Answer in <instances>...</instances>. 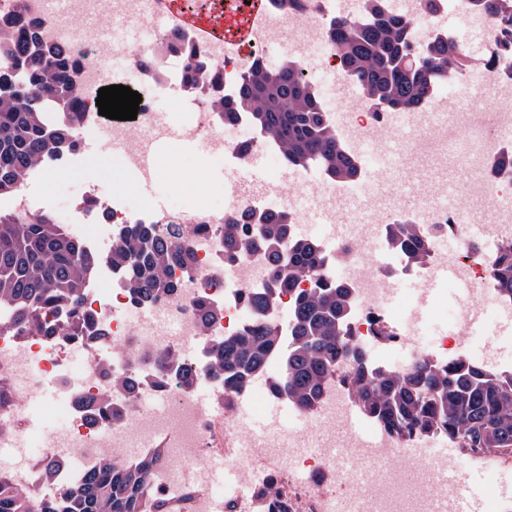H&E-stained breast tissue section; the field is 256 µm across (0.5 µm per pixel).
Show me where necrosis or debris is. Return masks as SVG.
Wrapping results in <instances>:
<instances>
[{
    "label": "necrosis or debris",
    "instance_id": "obj_1",
    "mask_svg": "<svg viewBox=\"0 0 512 512\" xmlns=\"http://www.w3.org/2000/svg\"><path fill=\"white\" fill-rule=\"evenodd\" d=\"M21 1L29 13L47 18V40L67 45L81 60L87 106L78 127L82 137L101 128L95 113L98 90L124 84L126 71L140 76L139 87L147 94L168 84L182 61L165 53L163 45L180 33L202 50L212 71L223 75L224 96L232 100L243 70L264 57L281 36H289L292 45L286 66L299 65L309 75L344 80L348 72L330 38L337 17L361 23L375 4H382L386 12L409 18L419 46L441 36L436 16L453 12L469 17L484 33L485 51L476 69L460 70L450 85L462 91L478 82L493 89V108L462 107L448 113L442 95L433 94L425 111L393 110L384 117L366 101L348 107L333 100L326 87L314 88L337 136L371 148L379 168L389 166L387 141L399 132L412 131L407 165L424 187L417 222L432 240L425 262L416 267L403 255L394 262L384 257L385 229L398 218L376 208L379 193L371 178L353 183L351 192L360 207L351 214L345 237L322 238L319 246L327 256L324 278L352 286L347 334L353 343L377 348L376 365L406 375L422 363L443 367L463 360L503 383L512 382V362L499 359L494 348L474 352L466 345L474 312L512 314V296L498 289L490 272L497 247L512 241V171L498 166L502 156L512 151V65L500 55V21L476 7L474 0H437L433 9L427 0H361L349 8L343 0H303L299 6L294 0H268L266 16L245 54L200 39L189 28H155L151 0H0V13L13 11ZM104 9L112 21L106 34L94 26ZM191 131L204 156H223L236 171L247 167L248 151L281 156L276 141L247 107L232 118L196 113ZM454 144L470 152L468 193L443 204L439 198L447 176L431 179L427 173ZM63 167L83 174L84 181L68 215L61 218L39 187ZM84 171V165L66 154L47 159L25 174L12 195L0 197V211L22 223L61 218L70 238L97 253L117 245V232L124 225H162L173 219L187 229L185 243L195 260L192 267L171 268L170 277L178 288L154 303V310L162 314L158 321L133 319L136 306L125 282L110 264L100 265L82 293L79 311L86 327L101 330L98 339L27 335L7 326L11 310L0 307L5 320L0 327V393L7 397L6 404H0V447L18 442L28 450L20 467L0 470V480L25 493L55 496L79 485L96 462L109 458L132 465L152 457L156 460L150 474L152 493L180 505L182 512H256L262 500L285 505L289 512H435L448 499L447 486L435 477L440 467L459 470L474 465L492 479L512 470L511 450L477 451L441 432L397 434L382 426L377 429V453L363 459L352 438L336 435L345 411L355 405L352 368L346 362L328 376L316 407L294 406L301 426L288 443H281L279 434L273 433L251 456H243L240 443L248 430L224 405V390L206 367L208 347L216 338L241 335L259 323L275 325L278 352L270 357L259 384H247L241 395L257 392L268 401H284L285 393L276 391L274 383L288 350L291 316L297 299L317 281H296L268 310L256 311L246 298L268 288L270 267L250 252L225 262L224 224L247 210H273L287 217L295 238H302L301 224L325 209L336 195V182L320 171L292 166L288 186L270 197L244 192L232 178L224 189L223 210L204 203L167 217L151 205L132 204L120 190L98 196ZM451 241L456 244L452 258L469 284V294L455 312L456 333L424 345L411 325L398 320L384 288L391 280L432 273ZM202 303L216 311L205 323L197 316ZM74 352L81 357L76 371L66 362ZM159 353L174 357L160 373L149 362ZM186 372L192 373V384L184 383ZM115 375L132 380L135 392L113 386ZM115 407L120 410L116 417L110 414ZM105 411L110 414L106 420L101 417ZM446 444L452 447L451 455L437 456V448ZM413 447L420 448L422 455L410 463L406 451ZM218 451L224 454L225 472L238 477L233 490L222 496L214 490L209 467ZM407 471L416 476L410 488L401 484ZM335 482L344 486V497L332 490Z\"/></svg>",
    "mask_w": 512,
    "mask_h": 512
}]
</instances>
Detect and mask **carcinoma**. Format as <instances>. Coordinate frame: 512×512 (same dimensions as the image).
Returning <instances> with one entry per match:
<instances>
[{
  "label": "carcinoma",
  "instance_id": "1",
  "mask_svg": "<svg viewBox=\"0 0 512 512\" xmlns=\"http://www.w3.org/2000/svg\"><path fill=\"white\" fill-rule=\"evenodd\" d=\"M475 2L500 18L502 47L512 54V0ZM44 26V19L28 15L22 7L0 16V56L12 60L11 70L0 71V195L16 191L28 168L77 150V127L85 112L80 62L63 46L45 40ZM332 37L362 97L386 111L422 110L431 86L443 84L467 66L464 55L448 40L413 50L408 20L378 10L366 24L336 20ZM167 50L181 56L180 79L185 87H193L206 67L203 53L179 37ZM41 90L57 94L65 122H54L44 111L36 97ZM244 105L253 109L256 121L278 143L288 164L320 167L338 181L357 175L359 162L336 139L326 112L310 94L304 69L276 70L259 60L244 75L241 93L232 103L224 100L221 79H213L211 110L226 116ZM182 238L177 224L164 228L131 224L120 231L119 244L102 255L84 250L49 218L24 224L0 213V305L12 309V326L21 332L80 336L83 324L76 320L49 324L43 320L44 309L65 303L78 307L86 283L104 262L122 267L137 303L162 299L175 290L169 268L188 267L193 261ZM386 244L407 249L420 265L430 238L419 225L405 221L389 225ZM247 250L261 254L273 271L266 292L249 297V303L261 311L295 280L318 275L325 263L315 243L290 240V225L273 213L248 215L224 225V259L231 262ZM491 272L497 287L512 294V242L502 244ZM348 308L349 287L338 282L321 281L297 301L295 342L280 381L295 403L313 407L328 374L339 361L349 360L360 409L393 432L439 430L473 450L512 448V386L463 361L448 368L425 364L404 377L375 375L362 349L346 337ZM277 346L274 325L250 328L211 345L209 371L236 390L263 371ZM151 467L150 462L134 467L102 462L69 492L67 512H172L169 502L155 497L149 488ZM0 512H60V508L55 500L14 492L1 481Z\"/></svg>",
  "mask_w": 512,
  "mask_h": 512
}]
</instances>
